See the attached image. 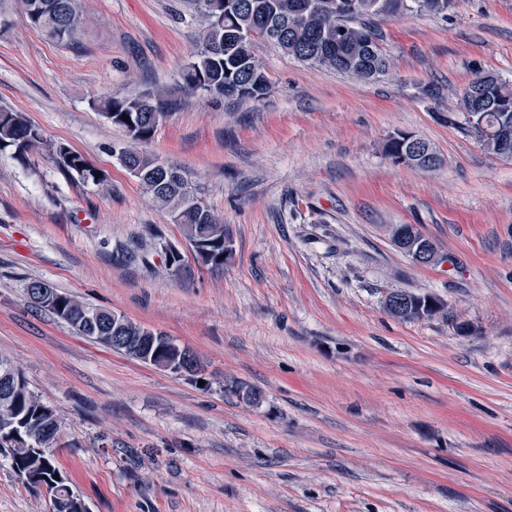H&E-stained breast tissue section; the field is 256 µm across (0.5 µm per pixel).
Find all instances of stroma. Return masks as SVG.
Masks as SVG:
<instances>
[{"instance_id": "35a3bbf8", "label": "stroma", "mask_w": 512, "mask_h": 512, "mask_svg": "<svg viewBox=\"0 0 512 512\" xmlns=\"http://www.w3.org/2000/svg\"><path fill=\"white\" fill-rule=\"evenodd\" d=\"M379 26L391 77L358 82L261 43L269 95L215 103L179 86L198 33L184 0H84L73 44L0 0V107L107 179L69 180L42 150L25 165L0 154V357L57 411V462L88 512H512V161L448 123L474 70L512 79V0ZM156 88L182 103L147 151L188 171L233 233L231 264L187 287L155 252L186 250L179 226L91 106ZM397 131L441 166L392 165ZM397 224L447 264L415 265ZM33 279L174 338L205 386L77 335L31 302ZM391 290L445 312L397 320ZM233 382L260 401L225 393ZM51 509L0 464V512Z\"/></svg>"}]
</instances>
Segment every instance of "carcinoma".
<instances>
[{"instance_id": "1", "label": "carcinoma", "mask_w": 512, "mask_h": 512, "mask_svg": "<svg viewBox=\"0 0 512 512\" xmlns=\"http://www.w3.org/2000/svg\"><path fill=\"white\" fill-rule=\"evenodd\" d=\"M200 31L192 59L181 70L185 91L205 99L261 100L271 91L269 76L255 54V45L270 42L284 54L312 66L334 70L357 81L372 82L390 71L377 18H397L407 12L448 15L459 0H190ZM30 26L56 42L74 40L81 24L80 0H20ZM109 123L121 128L128 141L112 149L120 164L137 179L153 202L165 209L172 223L181 227L194 248L196 263L211 272H222L233 255H224L229 225L199 196L188 174L178 165L149 154L141 146L154 139L178 101L160 91L134 96L103 95L91 102ZM129 116L125 121L122 116ZM448 124L462 128L493 155L512 154V81L498 74L476 70L462 91L460 111L448 113ZM409 134L390 135L383 153L395 166L423 168L414 155ZM47 145L42 129L20 112L0 108V152L21 164L32 152ZM49 146V145H47ZM49 158L67 178L99 186L80 152L60 143L49 146ZM407 315L403 321L430 320L443 308L428 305L429 293H404ZM54 301L45 310L80 335L112 345V336H156L158 332L130 319L112 331V311L101 310L90 328L79 327L82 312L90 305L72 295L53 290ZM61 421L56 410L30 391L22 373L10 384L0 383V448L8 449L7 462L26 487L42 483L59 486L54 512H87L83 499L57 465Z\"/></svg>"}]
</instances>
